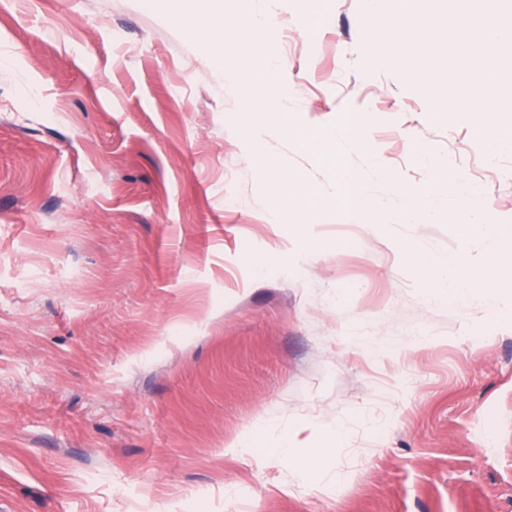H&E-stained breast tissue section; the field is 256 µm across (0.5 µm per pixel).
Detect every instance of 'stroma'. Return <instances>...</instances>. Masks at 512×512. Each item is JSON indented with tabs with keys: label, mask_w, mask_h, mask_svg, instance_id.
Here are the masks:
<instances>
[{
	"label": "stroma",
	"mask_w": 512,
	"mask_h": 512,
	"mask_svg": "<svg viewBox=\"0 0 512 512\" xmlns=\"http://www.w3.org/2000/svg\"><path fill=\"white\" fill-rule=\"evenodd\" d=\"M331 4L266 0L290 121L363 116L374 152L337 149L385 211L453 171L512 233L450 38L409 23L435 81L374 67L400 0ZM253 44L229 0H0V512H512V311L409 258L498 238L448 193L425 223L274 219L262 158L338 186L299 140L252 149L224 71ZM366 28L369 32V37L365 43L366 52L371 55V64L375 66L383 64L387 61L390 52L402 51L404 47L403 37H398L395 33L396 30L402 31V28H386L383 32H378L370 17L368 18ZM370 39V44L373 46L372 51L368 49V40Z\"/></svg>",
	"instance_id": "stroma-1"
}]
</instances>
